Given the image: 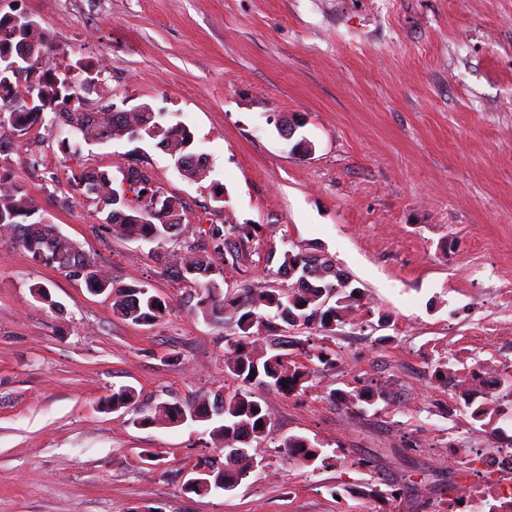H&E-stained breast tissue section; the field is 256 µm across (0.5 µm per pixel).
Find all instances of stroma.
I'll return each mask as SVG.
<instances>
[{
  "label": "stroma",
  "mask_w": 512,
  "mask_h": 512,
  "mask_svg": "<svg viewBox=\"0 0 512 512\" xmlns=\"http://www.w3.org/2000/svg\"><path fill=\"white\" fill-rule=\"evenodd\" d=\"M4 14L37 21L58 66L106 62L84 110L169 113L210 172L184 179L150 141L74 154L42 124L10 153L40 215L115 284L147 283L169 313L155 326L121 319L107 295L0 241V512H433L416 488L436 501L455 479L437 443L483 434L449 419L427 352L469 337L470 301L491 270L512 275V0H0ZM133 151L181 199L185 223L210 224L218 182L228 221L263 225L243 269L225 268L226 290L279 282L266 255L294 244L329 257L386 317L358 343L337 330L348 367L316 370L305 395L258 390L270 424L230 491L185 490L215 451L209 425L138 420L161 402L238 388L224 370L235 326L194 314L186 283L150 245L100 226L69 182L82 167L121 180ZM355 378L378 386L376 410L329 401ZM122 386L137 403L103 409ZM407 393L416 408L398 404ZM292 435L316 442L325 463L288 457ZM363 482L396 484L401 497L337 501Z\"/></svg>",
  "instance_id": "1"
}]
</instances>
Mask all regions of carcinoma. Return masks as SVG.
Here are the masks:
<instances>
[{
	"label": "carcinoma",
	"instance_id": "cac0c4a2",
	"mask_svg": "<svg viewBox=\"0 0 512 512\" xmlns=\"http://www.w3.org/2000/svg\"><path fill=\"white\" fill-rule=\"evenodd\" d=\"M24 46L38 58L46 53L40 71V111H26L23 99L15 96L17 86L12 74L0 72V128H6L18 139L36 124L45 122L44 111L51 110L50 127L68 128V132L85 142H107L113 132L130 141L150 139L173 159L180 175L189 181H200L209 173L208 165L194 162V134L181 121L165 120L164 112H120L107 105L100 112L82 108L78 90L84 89L83 74L100 75L92 63L79 66V72L58 70L53 63L56 47L40 26L31 27L23 15L0 16V56L18 53ZM70 181L100 214L99 223L121 237L152 245L155 257L164 270L174 269L183 280L195 285L191 309L205 317H224L240 331L226 339L224 370L241 381L240 387L224 395L222 403L208 398L162 403L154 413L139 418V424H170L186 414L198 417L213 415L217 421L211 430L213 439L224 451L226 469L218 470L214 480L238 481L249 465L248 447L264 437L270 423L269 414L255 399V388H266L297 397L307 390L309 365L336 368V351L315 345L308 336H278L276 322L295 330L321 329L331 332L338 326L370 325L375 311L362 302V293L351 285V279L336 269L332 260L319 257L316 264L308 261L309 252L285 249L280 255L271 252L266 262L279 260L278 271L286 270L294 282L288 286L270 285L249 288L245 295L224 292L218 278L223 267H240L249 259V243L259 237L260 224H211L200 231L184 223L180 198L165 193L151 170L139 161L122 169L120 188L113 187L112 175L106 170L72 171ZM36 199L27 186L14 180L12 171L0 163V235L12 243L71 276L84 280L87 289L112 298L116 314L133 323L154 326L168 313L164 299L146 284L115 287L112 278L97 261L62 234L56 224L38 216ZM180 239L183 249L170 258L161 251L164 244ZM335 293L325 304L329 293ZM130 387L112 391L106 406L116 411L133 403ZM379 392L368 385L349 390L336 389L330 395L334 403L347 409L372 407ZM289 456L304 462H316L322 451L309 438L291 436L283 443Z\"/></svg>",
	"mask_w": 512,
	"mask_h": 512
}]
</instances>
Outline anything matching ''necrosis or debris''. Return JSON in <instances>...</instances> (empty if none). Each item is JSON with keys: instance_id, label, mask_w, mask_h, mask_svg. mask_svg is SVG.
Returning <instances> with one entry per match:
<instances>
[{"instance_id": "4bbe7bcc", "label": "necrosis or debris", "mask_w": 512, "mask_h": 512, "mask_svg": "<svg viewBox=\"0 0 512 512\" xmlns=\"http://www.w3.org/2000/svg\"><path fill=\"white\" fill-rule=\"evenodd\" d=\"M497 311L494 321L478 320L476 333L500 337L512 334V278L498 275ZM512 376V359L474 360L460 371L449 370L443 386L448 391V412L461 419L483 412L481 425L486 446L445 448L461 479L449 491L444 512H512V435L504 422L512 420V394L503 377ZM496 412L485 414L488 403Z\"/></svg>"}]
</instances>
